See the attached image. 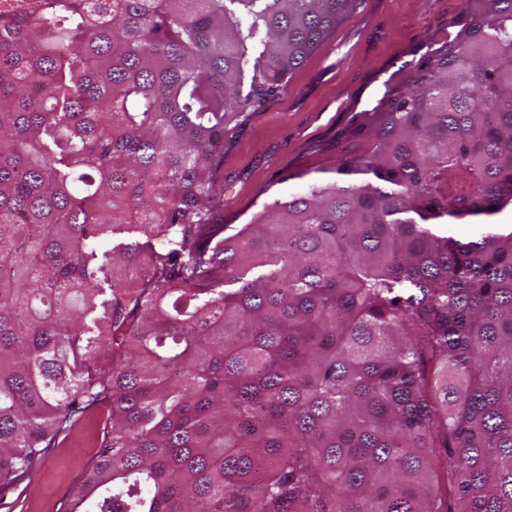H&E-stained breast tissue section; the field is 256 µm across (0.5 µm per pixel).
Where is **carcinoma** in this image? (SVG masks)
<instances>
[{"instance_id": "obj_1", "label": "carcinoma", "mask_w": 512, "mask_h": 512, "mask_svg": "<svg viewBox=\"0 0 512 512\" xmlns=\"http://www.w3.org/2000/svg\"><path fill=\"white\" fill-rule=\"evenodd\" d=\"M354 4L0 0V488L102 409L69 512H512V0L224 223Z\"/></svg>"}]
</instances>
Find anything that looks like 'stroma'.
<instances>
[{
    "label": "stroma",
    "mask_w": 512,
    "mask_h": 512,
    "mask_svg": "<svg viewBox=\"0 0 512 512\" xmlns=\"http://www.w3.org/2000/svg\"><path fill=\"white\" fill-rule=\"evenodd\" d=\"M462 0H357L264 112L224 148V221L242 224L276 194L297 188L293 172L335 151L354 113L425 43L444 40ZM90 412L14 490H0V512H68L103 435Z\"/></svg>",
    "instance_id": "35a3bbf8"
}]
</instances>
